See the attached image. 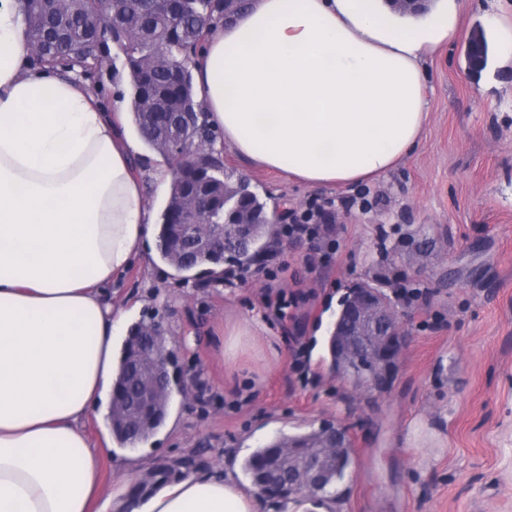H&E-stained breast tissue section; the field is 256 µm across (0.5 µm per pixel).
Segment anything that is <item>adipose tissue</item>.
<instances>
[{"instance_id": "1", "label": "adipose tissue", "mask_w": 512, "mask_h": 512, "mask_svg": "<svg viewBox=\"0 0 512 512\" xmlns=\"http://www.w3.org/2000/svg\"><path fill=\"white\" fill-rule=\"evenodd\" d=\"M466 0L409 15L387 0H252L216 22L193 92L225 143L310 187H345L404 160L428 119L425 57ZM131 101L31 62L18 0H0V512H256L215 472L138 499L104 486L100 455L128 313L108 300L155 213L135 167Z\"/></svg>"}]
</instances>
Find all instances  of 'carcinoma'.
<instances>
[{"label": "carcinoma", "mask_w": 512, "mask_h": 512, "mask_svg": "<svg viewBox=\"0 0 512 512\" xmlns=\"http://www.w3.org/2000/svg\"><path fill=\"white\" fill-rule=\"evenodd\" d=\"M243 7V0H24L22 9L30 43L36 47L35 62L78 69L84 78H92L108 57L107 41L100 38L90 20L102 17L112 28V42L123 56L132 115L143 142L162 154L172 170L169 197L160 214L157 248L161 258L180 272H190L206 264L230 261L249 267L267 249V239L275 233L266 203L249 189L245 179L234 186L225 181L222 161L204 153L184 155L188 145L214 134L206 113L193 112L190 63L205 40L210 25ZM190 112V120L182 121ZM202 193L211 199V221L223 224L230 219L231 207L241 203L252 214L255 224L250 241L224 240V255H216L194 243L186 242L181 231L180 199ZM143 324L131 327L122 349L113 397L134 401L141 396V374L134 359L147 347ZM168 404L150 402L135 416H112V431L124 447L136 448L162 425ZM313 434L295 436L283 450L280 441L257 448L244 462L252 484L271 485L270 498L278 500V489L288 479L304 475L315 463L324 470L321 493L341 478L351 463V443L341 433L340 446L333 457L312 450ZM176 474L169 465L151 469L132 492L139 497L156 484Z\"/></svg>", "instance_id": "obj_1"}]
</instances>
